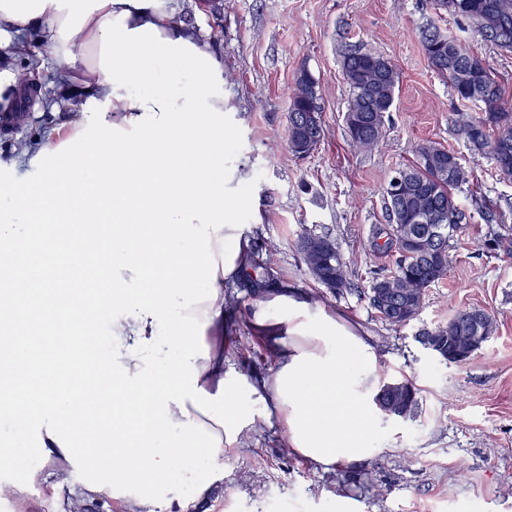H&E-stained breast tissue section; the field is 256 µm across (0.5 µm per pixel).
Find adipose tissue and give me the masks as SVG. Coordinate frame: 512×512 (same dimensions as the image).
I'll use <instances>...</instances> for the list:
<instances>
[{"mask_svg":"<svg viewBox=\"0 0 512 512\" xmlns=\"http://www.w3.org/2000/svg\"><path fill=\"white\" fill-rule=\"evenodd\" d=\"M42 27L91 124L56 134L0 178L29 226L0 223V475L45 472L126 512H187L224 477V444L272 406L289 448L360 464L378 428L365 337L279 285L252 326L277 354L258 386L224 368V284L249 268L237 213L247 172L224 165V64L176 0H0V33ZM176 63L164 86L159 62ZM109 351H96L98 316ZM185 461L196 470L174 480Z\"/></svg>","mask_w":512,"mask_h":512,"instance_id":"ef3b65f1","label":"adipose tissue"}]
</instances>
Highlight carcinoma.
<instances>
[{
	"label": "carcinoma",
	"instance_id": "obj_1",
	"mask_svg": "<svg viewBox=\"0 0 512 512\" xmlns=\"http://www.w3.org/2000/svg\"><path fill=\"white\" fill-rule=\"evenodd\" d=\"M438 18L449 14L471 27L475 36L487 41L484 31L512 28V0H431ZM198 10L222 27L224 0H195ZM420 41L431 69L448 80L457 99L477 103L480 115L459 121L461 136L475 154L495 162L500 174L512 178V97L491 66L458 38L448 42V33L435 20L419 29ZM40 44L19 40L9 49L19 61L16 86L21 112L44 99L42 87L31 82V66ZM342 71L349 86L347 113L354 118L347 127L350 145L371 149L383 138L384 114L390 111L399 82L397 65L380 55L349 49L342 56ZM319 81L303 65L295 73L290 91L288 148L308 142L320 143L325 135ZM405 181L400 192L384 186L387 224L378 235L385 238L376 248L397 255L390 273L373 281L368 298L371 307L388 323L406 325L409 316L423 306L427 288L447 273L448 242L462 228L463 213L454 191L468 181L470 172L458 156L433 142L417 148L415 161L397 169ZM297 247L313 279L332 291L351 287L347 261L329 235L305 233ZM246 287L254 299L274 286L270 272H246ZM493 330V321L481 309H460L444 325L423 329L417 336L421 346L434 344L445 360L456 359L462 349L465 358L479 350ZM383 414L405 418L417 408V390L408 382L383 385L376 396Z\"/></svg>",
	"mask_w": 512,
	"mask_h": 512
}]
</instances>
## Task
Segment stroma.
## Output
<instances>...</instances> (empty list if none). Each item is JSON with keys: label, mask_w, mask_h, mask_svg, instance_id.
I'll return each mask as SVG.
<instances>
[{"label": "stroma", "mask_w": 512, "mask_h": 512, "mask_svg": "<svg viewBox=\"0 0 512 512\" xmlns=\"http://www.w3.org/2000/svg\"><path fill=\"white\" fill-rule=\"evenodd\" d=\"M430 14L428 0H224L219 34L212 19L195 16L202 37H219L214 49L231 104L224 161L250 171L237 220L254 246V262L365 332L380 381L412 383L418 407L406 419L380 417L367 463L325 468L292 452L276 418L255 406L254 423L225 444L223 481L191 512H512V252L490 246L481 207L485 199L504 204L502 220L512 225V179L492 160L475 159L457 131V112L477 108L459 103L429 66L419 26ZM351 47L384 56L399 70L383 139L368 150L351 147L345 134L349 87L341 61ZM303 65L320 83L325 137L299 159L287 143L288 88ZM34 70L51 99L0 129L1 164L16 158L17 142L91 118L69 111L47 49L38 50ZM429 141L472 170L456 192L468 229L451 239L448 272L427 289L417 319L396 327L369 304L373 279L394 262L371 240L386 221L389 175ZM309 232L336 240L353 291L333 293L312 278L296 248ZM248 297L242 281L224 288V368L257 385L277 362L241 348L252 334ZM462 308L487 312L493 332L466 363L439 362L415 337ZM67 494L64 474L54 473L24 493H0V512H65Z\"/></svg>", "instance_id": "obj_1"}]
</instances>
